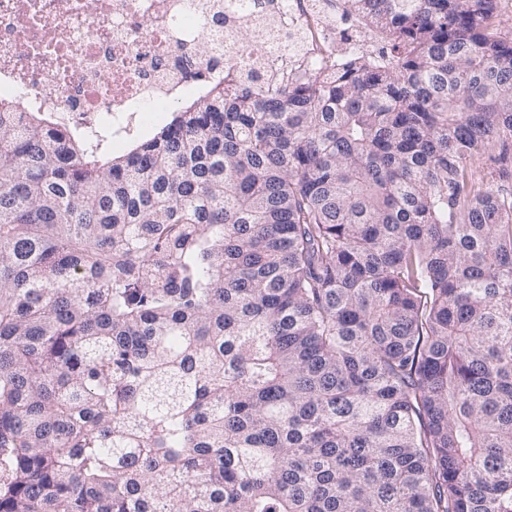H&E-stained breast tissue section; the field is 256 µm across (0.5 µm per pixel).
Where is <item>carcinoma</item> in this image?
<instances>
[{
  "mask_svg": "<svg viewBox=\"0 0 512 512\" xmlns=\"http://www.w3.org/2000/svg\"><path fill=\"white\" fill-rule=\"evenodd\" d=\"M344 4L119 156L0 106V512H512V36ZM333 6V25L336 28L337 41L348 39V35L359 26L354 15L344 12L343 0H328Z\"/></svg>",
  "mask_w": 512,
  "mask_h": 512,
  "instance_id": "carcinoma-1",
  "label": "carcinoma"
}]
</instances>
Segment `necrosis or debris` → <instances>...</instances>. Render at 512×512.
<instances>
[{"mask_svg": "<svg viewBox=\"0 0 512 512\" xmlns=\"http://www.w3.org/2000/svg\"><path fill=\"white\" fill-rule=\"evenodd\" d=\"M279 12V35H258L243 50L224 0H0V99L121 135L201 84L284 68L282 34L305 37L296 63L330 64L325 12L308 0H281ZM202 40L212 50L188 73L185 59Z\"/></svg>", "mask_w": 512, "mask_h": 512, "instance_id": "necrosis-or-debris-1", "label": "necrosis or debris"}]
</instances>
